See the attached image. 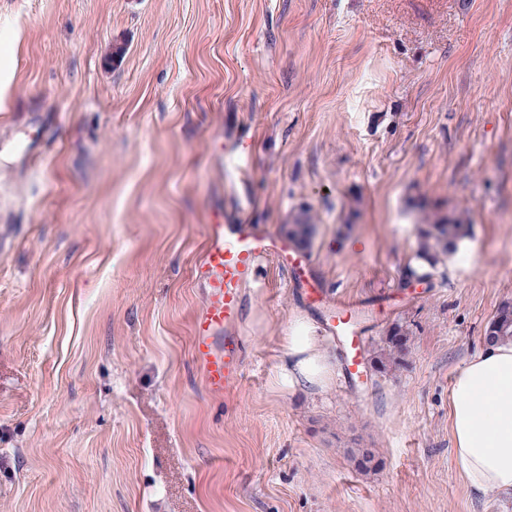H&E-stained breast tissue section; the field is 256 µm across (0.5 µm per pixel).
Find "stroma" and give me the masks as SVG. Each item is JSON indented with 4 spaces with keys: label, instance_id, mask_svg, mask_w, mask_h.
Returning <instances> with one entry per match:
<instances>
[{
    "label": "stroma",
    "instance_id": "1",
    "mask_svg": "<svg viewBox=\"0 0 512 512\" xmlns=\"http://www.w3.org/2000/svg\"><path fill=\"white\" fill-rule=\"evenodd\" d=\"M0 46V512H512L448 417L512 304V0H0ZM303 211L323 295L268 265L243 381L211 395L206 227ZM451 212L470 261L407 286ZM340 299L365 359L408 330L403 363L284 388L293 315L342 365Z\"/></svg>",
    "mask_w": 512,
    "mask_h": 512
}]
</instances>
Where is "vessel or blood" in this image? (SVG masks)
Listing matches in <instances>:
<instances>
[{
    "mask_svg": "<svg viewBox=\"0 0 512 512\" xmlns=\"http://www.w3.org/2000/svg\"><path fill=\"white\" fill-rule=\"evenodd\" d=\"M205 240L194 269L203 301L193 320L192 352L206 389L221 395L236 389L244 377L240 326L246 289L262 287L265 261L277 258L291 265V286L303 287L310 280V261L307 254L291 251L268 227L238 219L207 225ZM336 334L346 345L345 370L356 375L364 338L351 305L337 306Z\"/></svg>",
    "mask_w": 512,
    "mask_h": 512,
    "instance_id": "obj_1",
    "label": "vessel or blood"
}]
</instances>
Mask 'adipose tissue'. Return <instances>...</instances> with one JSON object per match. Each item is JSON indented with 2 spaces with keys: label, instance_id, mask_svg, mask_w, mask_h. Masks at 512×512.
<instances>
[{
  "label": "adipose tissue",
  "instance_id": "obj_1",
  "mask_svg": "<svg viewBox=\"0 0 512 512\" xmlns=\"http://www.w3.org/2000/svg\"><path fill=\"white\" fill-rule=\"evenodd\" d=\"M286 357L281 379L289 387L330 384L334 364L310 319H292ZM449 417L454 460L467 485L512 491V341L484 343L457 371Z\"/></svg>",
  "mask_w": 512,
  "mask_h": 512
}]
</instances>
